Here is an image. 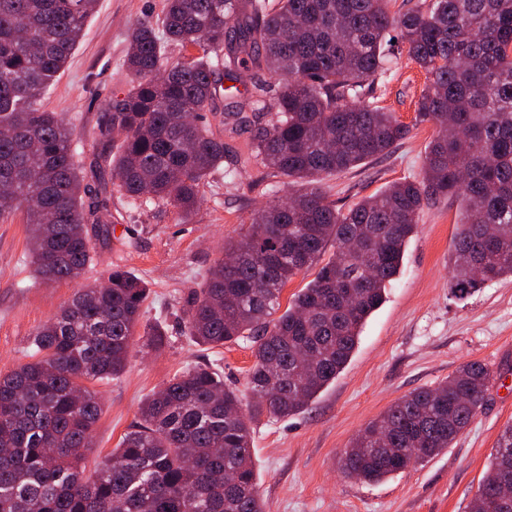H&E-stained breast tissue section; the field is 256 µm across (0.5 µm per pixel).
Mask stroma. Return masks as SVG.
I'll return each instance as SVG.
<instances>
[{
  "label": "stroma",
  "instance_id": "35a3bbf8",
  "mask_svg": "<svg viewBox=\"0 0 512 512\" xmlns=\"http://www.w3.org/2000/svg\"><path fill=\"white\" fill-rule=\"evenodd\" d=\"M165 0H97L74 55L47 96L49 111L74 127L76 159L89 166L98 153L97 126L107 101L127 88V33L137 22L161 24ZM394 77L376 87L374 105L413 123L424 76L405 46L392 44ZM223 132L226 157L214 170L191 215L165 202L133 208L107 185L114 234L95 244L92 262L74 280L46 282L33 272L23 212L0 221V373L30 361L33 338L73 295L121 268L147 282L150 293L124 374L96 386L102 415L86 453L87 467L103 460L136 424L141 403L188 366L206 364L245 390L254 357L249 343L218 347L183 332L193 292L207 278L225 241L239 238L254 209L265 204L270 173L251 155L245 124L209 113ZM435 135L415 125L388 154L351 172L327 176L321 188L345 210L394 182L419 176ZM233 170L234 180L224 177ZM459 220L457 203L429 205L409 240L403 269L384 304L366 321L358 348L336 381L299 413L261 416L253 425V463L266 512H471L497 438L512 423V281L488 283L457 299L449 288ZM161 326L166 345L152 351L144 329ZM469 361L492 373L486 401L450 448L422 465L369 484L345 475L340 458L364 426L409 392L434 387Z\"/></svg>",
  "mask_w": 512,
  "mask_h": 512
}]
</instances>
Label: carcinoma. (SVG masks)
<instances>
[{"mask_svg": "<svg viewBox=\"0 0 512 512\" xmlns=\"http://www.w3.org/2000/svg\"><path fill=\"white\" fill-rule=\"evenodd\" d=\"M165 0L162 24L129 30L123 96L106 105L102 151L131 200L189 215L224 163L209 128L221 78L255 81L225 117L253 112L259 165L280 185L194 291L184 333L222 346L245 340L254 362L248 400L206 365L145 399L139 421L94 470L83 466L102 405L90 385L120 377L149 293L114 268L35 334L32 360L0 375V512H265L252 458V424L300 412L341 373L361 329L400 273L427 205L458 201L452 292L463 297L512 278V0ZM96 0H0V218L26 212L36 274L70 280L92 261L87 224L110 233L108 200L86 198L73 131L45 96L77 48ZM426 82L414 122L365 101L386 74L391 34ZM172 43L194 54L169 64ZM274 119L262 123L266 112ZM430 123L422 176L394 183L346 211L320 186L387 154ZM120 143H115V137ZM336 249L320 263L327 247ZM318 271L282 314L288 281ZM488 368L470 361L433 388L391 404L344 453V470L378 483L438 455L483 406ZM512 464V424L500 433L475 501L495 504Z\"/></svg>", "mask_w": 512, "mask_h": 512, "instance_id": "carcinoma-1", "label": "carcinoma"}]
</instances>
